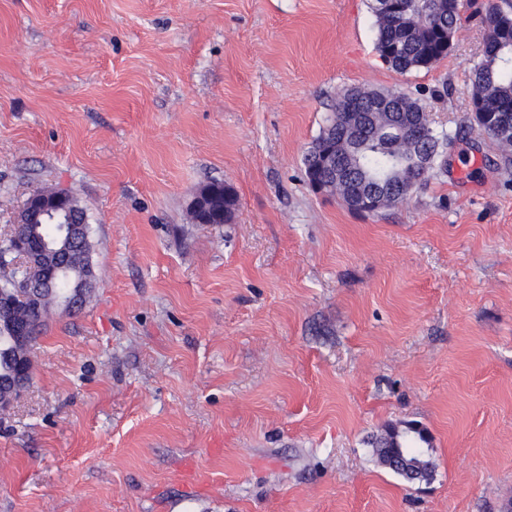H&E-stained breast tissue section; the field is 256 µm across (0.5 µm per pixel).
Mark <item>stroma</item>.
Returning <instances> with one entry per match:
<instances>
[{
    "label": "stroma",
    "mask_w": 512,
    "mask_h": 512,
    "mask_svg": "<svg viewBox=\"0 0 512 512\" xmlns=\"http://www.w3.org/2000/svg\"><path fill=\"white\" fill-rule=\"evenodd\" d=\"M488 28L408 73L371 0H0V235L85 208L96 288L0 416V512H506L512 168L471 115ZM420 98L443 172L373 214L314 192L337 93ZM229 224L189 204L212 181ZM427 428L411 485L367 444ZM212 188V196L214 201L212 202L211 210H214L209 215V221L212 224H221V215L217 213L220 210L221 202L224 203V206L227 208V219L223 224L229 223L232 221L235 213L236 199L232 189L226 185L224 182L220 181H212L209 183Z\"/></svg>",
    "instance_id": "35a3bbf8"
}]
</instances>
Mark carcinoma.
Here are the masks:
<instances>
[{
    "mask_svg": "<svg viewBox=\"0 0 512 512\" xmlns=\"http://www.w3.org/2000/svg\"><path fill=\"white\" fill-rule=\"evenodd\" d=\"M371 10L376 18V50L384 63L400 73L428 68L447 56L448 51L441 49V44L452 40L460 21L458 12L448 11V0H400L392 15L382 12L378 0H373ZM482 20L489 27L490 36L472 67L471 100L489 106H508L504 117L512 127V43L502 42L504 33H512V5L503 7L496 0H487ZM358 92V88H347L338 94L336 122L323 128L303 157L306 177L317 171L326 152L336 158L342 170L335 187L342 198L378 184L398 196L437 177L444 169L445 149L454 136L426 118L411 123L408 114L424 112L426 107L419 99L400 91L372 90L362 94L364 100L373 95L396 99L390 111L377 109L356 116L341 115L346 96ZM420 154L429 157V165L423 171L416 161ZM210 186L214 201L209 221L220 223L218 211L224 206L228 212L226 222H231L236 206L232 189L220 181H212ZM19 229L28 242L48 248L59 244L62 236L60 224L47 218L33 217L29 223L19 225ZM92 252L90 235L86 233L78 242L68 278L45 284L35 300L24 290L17 288L11 292V320L0 322V385L18 379L13 325L24 324L32 336H39L49 321V313H63L59 300L83 285ZM369 444L378 463L408 483L427 482L434 475L435 464L428 452L431 437L416 423L389 425Z\"/></svg>",
    "mask_w": 512,
    "mask_h": 512,
    "instance_id": "carcinoma-1",
    "label": "carcinoma"
}]
</instances>
